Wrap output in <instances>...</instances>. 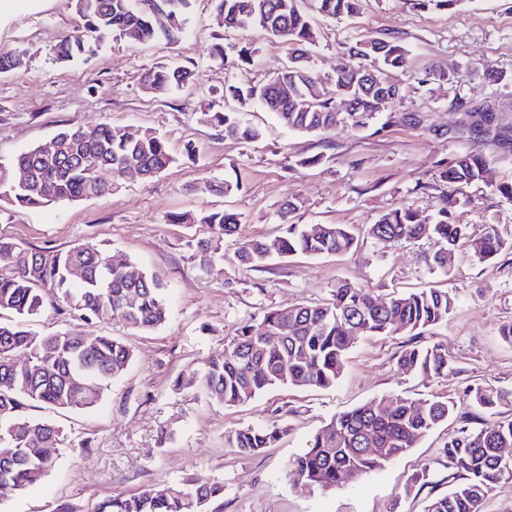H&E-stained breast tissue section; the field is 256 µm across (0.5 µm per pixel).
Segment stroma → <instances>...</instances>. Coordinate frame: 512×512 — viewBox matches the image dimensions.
<instances>
[{
	"label": "stroma",
	"instance_id": "stroma-1",
	"mask_svg": "<svg viewBox=\"0 0 512 512\" xmlns=\"http://www.w3.org/2000/svg\"><path fill=\"white\" fill-rule=\"evenodd\" d=\"M78 23L74 0H39L0 23V51L24 56L19 69L0 74V160L69 125L108 121L156 129L180 160L153 179L122 177L111 194L98 198L24 213L0 202V239L29 249L98 244L162 278L168 318L147 333L119 321L81 324L61 299L48 298L43 314L29 324L33 333L78 325L93 336L124 340L135 358L93 408L55 413L25 401L21 416L53 421L66 442L40 485L0 491V512H92L114 494L195 478L223 484V512H424L431 497L448 490L447 426L383 469L327 490L293 484L288 463L333 416L381 396L459 398L478 384L512 389V341L499 334L512 322V249L489 264L456 249L443 275L426 263L438 248L435 240L382 245L363 234L390 209L408 205L427 216L452 194L463 202L457 219L470 233L495 224L512 239V200L483 185L439 178L444 164L469 153L512 183V140L471 133L464 111L491 105L498 126L512 130V0H462L451 10H422L414 0H362L358 14L317 18L320 37L310 53L320 77L335 78L355 43L393 37L408 51L406 67L391 74L407 87V97L389 106L392 118L378 134L340 125L306 137L255 107L242 115L262 131L250 143L226 139L200 116L223 108L225 86L258 83L283 67L285 48L260 29L219 28L211 0H193L178 43L133 44L113 35L93 53L62 61L56 46ZM217 42L255 48L253 64L224 66L210 55ZM170 61L192 70L193 84L165 97L147 92L142 74ZM429 67L461 77L454 84L422 82ZM189 142L198 149L190 159L183 155ZM318 153L321 163L298 166V159ZM227 180L239 182V190L219 192ZM288 200L298 208L285 221L281 209ZM206 208L239 220L237 236L224 241L219 270L203 268L197 256L200 243L212 237L208 226L169 221L171 213ZM289 222L349 224L361 236L341 255L297 254L259 270L238 263L236 240L278 234ZM344 280L383 298L428 287L456 288L462 297L447 326L434 332L359 339L327 389L274 387L226 407L188 386L244 323L272 309L326 302ZM420 342L446 345L457 372L432 379L403 372L397 356ZM274 422L286 424L288 432L261 454L242 455L224 445L227 431ZM424 469L427 483L411 484Z\"/></svg>",
	"mask_w": 512,
	"mask_h": 512
}]
</instances>
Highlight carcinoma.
I'll return each instance as SVG.
<instances>
[{
    "instance_id": "obj_1",
    "label": "carcinoma",
    "mask_w": 512,
    "mask_h": 512,
    "mask_svg": "<svg viewBox=\"0 0 512 512\" xmlns=\"http://www.w3.org/2000/svg\"><path fill=\"white\" fill-rule=\"evenodd\" d=\"M169 11L159 15L153 0H75L82 20L80 33L64 37L57 54L70 61L90 50L97 41L117 34L136 42L163 37L177 41L184 32L192 0H170ZM361 0H216L218 23L226 28L258 27L284 44L292 61L260 84L228 85L225 96L236 103L201 120L224 132V137L257 140L259 129L241 123L240 109L257 104L272 112L286 129L318 136L338 125L365 129L373 125L385 106L402 100L403 84L386 79L385 71L407 64L406 49L393 39H373L348 50L334 88L324 86L315 74L308 47L316 44L313 14L336 18L358 13ZM211 55L230 68L254 61V51L215 43ZM359 70L374 73L372 82L352 85ZM194 73L172 63L146 71L144 87L167 95L193 82ZM354 101V111H336L337 100ZM7 163L0 162V201L25 212L55 203L95 198L112 193L115 182L129 168L153 178L176 162L161 134L150 127L102 122L71 126ZM28 171L24 185L16 183L18 170ZM449 184H483L512 199V184L501 183L486 161L463 154L439 172ZM464 205L449 195L431 216L420 219L410 206L381 214L365 227L380 244L436 239L439 249L432 268L448 273V252L459 242L468 245V256L488 263L508 247L494 224L479 235L456 222ZM177 224H206L217 246L206 243L199 251L200 265L213 268L224 237L237 233L236 218L222 210L196 214L175 213ZM357 243L348 224L288 226L281 234L239 243L238 262L265 268L270 262L296 253L309 256L342 254ZM110 255L96 244L83 243L66 250L28 249L0 239V314L14 319L0 321V480L14 490L38 485L54 466L65 441L63 431L49 421L19 415L22 401L39 402L53 410H85L101 400L112 382L123 376L134 358L124 341L107 335L90 336L70 329L38 336L27 322L41 315L47 297L61 298L84 320H118L141 332L153 331L167 321V298L162 279L142 271L132 278L131 263L108 265ZM83 275L74 282L72 269ZM458 303L455 292L423 288L389 298H374L348 282L336 286L332 297L316 305H295L266 312L246 323L209 358L196 383L207 396L224 406L249 402L274 386L326 389L344 370L348 351L362 337L387 336L402 331L412 336L448 324ZM287 324L292 334L280 335ZM398 366L425 378L457 372L453 358L440 343L404 350ZM469 410L459 412L454 398L434 396L413 400L382 396L332 417L310 440L305 451L289 462L295 484L328 489L363 474L382 469L410 449L437 426L454 420L445 445L448 468L453 470L448 492L431 498L425 512H485L484 505L497 485L512 478V467L502 462L501 451L512 448V391L477 385L465 391ZM489 414L494 420L470 427V417ZM288 428L283 424L247 426L228 432L225 444L244 455L260 454L275 446ZM224 487L208 479L163 486H147L136 494L107 497L94 512H213L211 505L223 496Z\"/></svg>"
}]
</instances>
